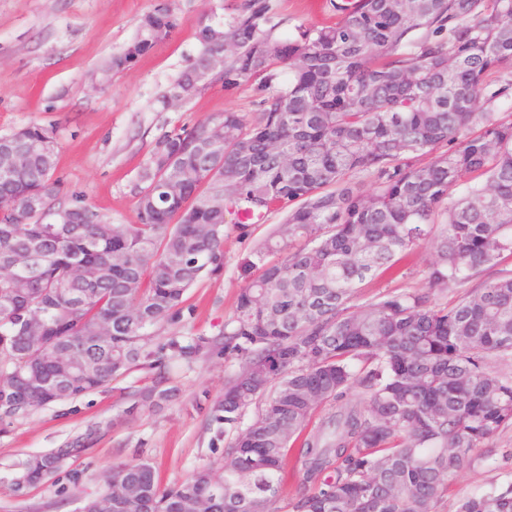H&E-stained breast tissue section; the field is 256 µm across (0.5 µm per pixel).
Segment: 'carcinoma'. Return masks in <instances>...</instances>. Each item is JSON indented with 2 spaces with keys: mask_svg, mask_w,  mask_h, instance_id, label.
Here are the masks:
<instances>
[{
  "mask_svg": "<svg viewBox=\"0 0 512 512\" xmlns=\"http://www.w3.org/2000/svg\"><path fill=\"white\" fill-rule=\"evenodd\" d=\"M336 22L265 29L270 0H234L196 32L198 51L157 98L191 100L210 84L253 82L254 116L175 126L154 144L133 194L136 221L101 232L83 198L60 200L58 153L30 152L55 131L9 134L19 156L0 174V423L161 369L166 351L196 359L204 339L151 347L185 293L224 265V235L283 215L242 263L250 276L224 321L237 369L215 402L229 438L222 472L168 488L147 462L111 466L80 512H437L458 476L492 456L512 426V0H331ZM177 29L167 3L140 22L109 68L120 70ZM219 125L223 136L213 135ZM361 176L369 189L354 187ZM41 200L33 209L30 201ZM440 224L422 288L352 299ZM277 255L271 262L269 255ZM37 256L18 285L11 260ZM108 267L99 279L76 267ZM43 325L40 345L26 326ZM110 325L106 342L98 328ZM78 356L61 376L59 360ZM159 376L134 414L171 397ZM331 412L314 435V413ZM254 407L249 423L244 411ZM28 459L22 489L59 468ZM457 512H512V481Z\"/></svg>",
  "mask_w": 512,
  "mask_h": 512,
  "instance_id": "obj_1",
  "label": "carcinoma"
}]
</instances>
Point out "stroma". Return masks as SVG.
Returning a JSON list of instances; mask_svg holds the SVG:
<instances>
[{"mask_svg": "<svg viewBox=\"0 0 512 512\" xmlns=\"http://www.w3.org/2000/svg\"><path fill=\"white\" fill-rule=\"evenodd\" d=\"M160 0H0V135L14 129L56 125L59 159L55 178L62 198L79 195L108 223L135 221L132 186L156 139L176 125L232 110L255 109L252 86L228 92L214 85L180 107L160 111L156 99L198 48V26L223 18L224 0H168L178 20L176 32L123 70L109 69L112 56L133 40L141 19ZM270 24L285 37L301 25L332 20L329 0H272ZM255 225L249 237L229 234L224 265L190 288L179 317L162 325L156 343L170 337L213 338L237 306L246 283L243 259L278 224ZM435 240L422 241L396 273L366 281L354 305L376 294L423 285V270ZM235 369L220 347L204 349L191 363L167 362L166 385L173 395L158 408L126 417L134 389L151 386L155 373L140 368L113 380L108 388L50 404L0 428V512H77L81 499L95 495L102 472L114 464L146 461L160 486L219 470L223 437L210 417L224 394V380ZM92 433L91 448L67 460L43 485L18 488L23 463L33 455L67 447ZM492 459L453 480L439 512H455L464 497L478 496L492 484L512 479V428L493 441Z\"/></svg>", "mask_w": 512, "mask_h": 512, "instance_id": "1", "label": "stroma"}]
</instances>
